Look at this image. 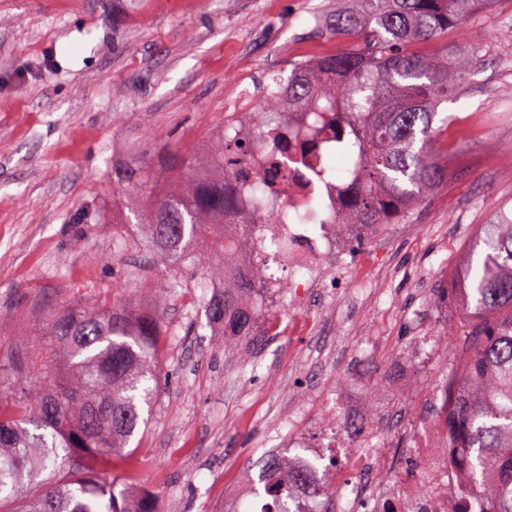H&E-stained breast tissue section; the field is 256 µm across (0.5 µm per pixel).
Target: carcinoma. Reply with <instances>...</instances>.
<instances>
[{"label": "carcinoma", "mask_w": 512, "mask_h": 512, "mask_svg": "<svg viewBox=\"0 0 512 512\" xmlns=\"http://www.w3.org/2000/svg\"><path fill=\"white\" fill-rule=\"evenodd\" d=\"M495 0H357L356 11L337 17L336 28L361 34L360 46L294 65L288 75V123L316 147L332 126L338 151L353 160V191L339 224L379 228L395 222L433 187L442 170L427 150L434 117L477 64L479 49L426 56L405 50L462 26L467 16ZM280 101L266 89L254 113L258 137L269 134L267 113ZM240 145L225 136L214 145L224 153ZM118 178L150 187L145 244L167 263L157 303L184 287L181 270L200 265L224 278V236L251 246L256 225L264 223L263 193L247 201L224 188V172L200 175L183 159L173 178L188 183L175 194L136 162ZM482 239L483 255L470 266L468 284L456 289L463 316L456 332L457 357L448 364V447L460 449L449 461L470 476L469 512H512V217ZM256 261L251 278L224 296L201 297L208 323L224 328V339L253 335L258 309L253 286L265 275ZM54 340L38 346L42 363L22 351L12 380L0 383V512H155L142 493L125 448L150 404L157 379L148 346L162 335L158 318L134 319L126 310L70 303L53 315ZM112 468V480L100 472ZM260 482L267 494L259 512H283L282 499L304 477L288 467L287 456L270 453Z\"/></svg>", "instance_id": "cac0c4a2"}]
</instances>
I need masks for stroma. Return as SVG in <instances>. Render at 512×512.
<instances>
[{
	"label": "stroma",
	"mask_w": 512,
	"mask_h": 512,
	"mask_svg": "<svg viewBox=\"0 0 512 512\" xmlns=\"http://www.w3.org/2000/svg\"><path fill=\"white\" fill-rule=\"evenodd\" d=\"M354 6L0 0V365L78 298L161 314L150 349L160 386L128 448L158 512H224L240 473L258 475L262 456L295 434L354 445L322 416L333 394L362 411L382 447L400 449L397 474L417 469L404 436L448 370L441 329L460 326L444 293L467 274L475 238L512 210V0L417 47L481 48L433 123L445 175L395 223L347 245L360 271L347 287L314 289L300 310L257 298L245 343L207 327L202 269L184 268V291L158 310L165 261L141 245L148 200L114 179L136 159L205 163L240 85L260 97L292 64L352 48L335 21ZM116 237L126 250H113ZM133 274L143 287H130Z\"/></svg>",
	"instance_id": "stroma-1"
}]
</instances>
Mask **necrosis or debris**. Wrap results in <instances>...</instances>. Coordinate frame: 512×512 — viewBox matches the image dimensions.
<instances>
[{"label":"necrosis or debris","instance_id":"4bbe7bcc","mask_svg":"<svg viewBox=\"0 0 512 512\" xmlns=\"http://www.w3.org/2000/svg\"><path fill=\"white\" fill-rule=\"evenodd\" d=\"M227 126L246 147L233 182L243 188L258 184L264 189L268 209L262 244L292 272L304 273V281L291 283L288 299L294 305L307 304L310 289L317 287L325 271L333 269L351 234L350 225L328 224L324 218L342 209L353 177L348 174L336 181L319 176L325 156L336 150L332 132H324L318 151L306 153L295 137L286 145L271 138L256 139L248 112L230 113ZM447 413V404H440L437 416L415 442L413 452L420 469L411 481L397 475L380 480L388 462L374 438L340 448L345 467L336 471L325 465L331 448H313L304 437H294L290 460L308 483L283 500L284 512H315L316 492L324 487L333 490L336 512H459L457 492L468 487L470 478L466 471L448 468Z\"/></svg>","mask_w":512,"mask_h":512}]
</instances>
